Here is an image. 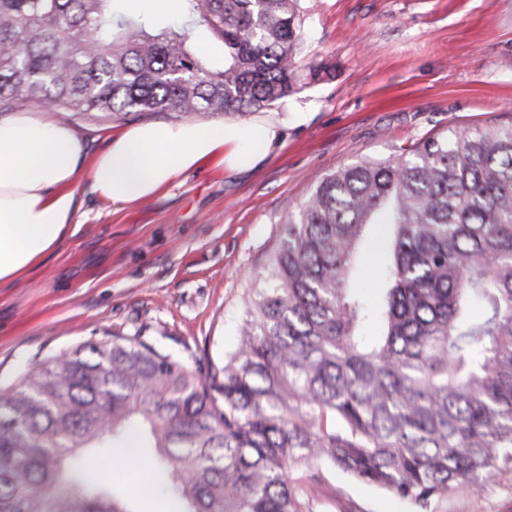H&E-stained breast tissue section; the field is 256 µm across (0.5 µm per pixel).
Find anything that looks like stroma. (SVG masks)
<instances>
[{
  "instance_id": "stroma-1",
  "label": "stroma",
  "mask_w": 512,
  "mask_h": 512,
  "mask_svg": "<svg viewBox=\"0 0 512 512\" xmlns=\"http://www.w3.org/2000/svg\"><path fill=\"white\" fill-rule=\"evenodd\" d=\"M300 64L326 71L275 105L298 112L258 168L187 172L155 196L112 204L74 187L79 229L42 264L0 285V388L38 362L119 332L141 334L207 375L238 343L253 275L317 178L449 131L512 122V0H301ZM103 114L67 124L102 152L136 125ZM152 463L113 460L102 477L138 512H176L146 491ZM315 512H416L385 490L324 467ZM428 512H512V472Z\"/></svg>"
}]
</instances>
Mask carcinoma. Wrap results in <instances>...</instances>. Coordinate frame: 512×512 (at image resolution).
<instances>
[{"mask_svg": "<svg viewBox=\"0 0 512 512\" xmlns=\"http://www.w3.org/2000/svg\"><path fill=\"white\" fill-rule=\"evenodd\" d=\"M129 0H0V108L114 120L269 109L301 86L300 0H181L224 44ZM383 301L352 286L374 227ZM155 458L179 512H313L329 465L425 512L512 470V124L317 179L207 377L112 334L0 390V512H136L100 478ZM191 39L199 46H203L206 60L211 66L223 64L224 50L220 40L215 38L207 29L201 26H188Z\"/></svg>", "mask_w": 512, "mask_h": 512, "instance_id": "1", "label": "carcinoma"}]
</instances>
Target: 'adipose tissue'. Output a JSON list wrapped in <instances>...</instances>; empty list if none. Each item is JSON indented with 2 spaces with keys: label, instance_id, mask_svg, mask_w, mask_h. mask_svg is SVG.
I'll list each match as a JSON object with an SVG mask.
<instances>
[{
  "label": "adipose tissue",
  "instance_id": "adipose-tissue-1",
  "mask_svg": "<svg viewBox=\"0 0 512 512\" xmlns=\"http://www.w3.org/2000/svg\"><path fill=\"white\" fill-rule=\"evenodd\" d=\"M287 118L261 117L224 128L187 120L139 124L90 156L86 141L38 112L0 120V283L21 278L75 234L74 186L115 204L149 198L185 172L215 161L230 172L253 169L281 140Z\"/></svg>",
  "mask_w": 512,
  "mask_h": 512
}]
</instances>
